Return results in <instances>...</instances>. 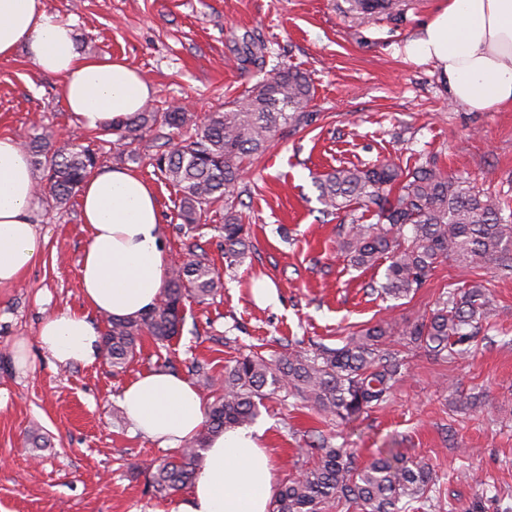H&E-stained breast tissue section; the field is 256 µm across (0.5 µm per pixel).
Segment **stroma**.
Returning <instances> with one entry per match:
<instances>
[{
	"mask_svg": "<svg viewBox=\"0 0 512 512\" xmlns=\"http://www.w3.org/2000/svg\"><path fill=\"white\" fill-rule=\"evenodd\" d=\"M71 24L80 55L112 58L155 88L149 103L180 102L197 119L224 110L273 66L307 73L312 123L276 132L239 185L253 250L230 267L224 241L209 227L181 229L179 193L155 174L147 142L135 170L154 188L160 230L172 257L199 245L224 277L221 296L184 302L179 335L159 344L143 337L135 358L113 371L106 360L53 368L30 348L26 369L14 363L19 339L34 340L49 314L83 306L79 268L86 232L78 199L66 209L38 202L34 221L48 236L42 257L0 288V512H178L187 490L166 496L147 485L150 464L174 456L131 430L120 407L124 385L164 369L192 383L219 375L247 346L314 351L342 347L382 321L415 323L449 284L482 283L490 300L472 353L447 359L424 349L384 407L350 423L280 392L265 399L255 422L274 460V482L307 468L319 436L352 449L357 465L392 448L433 470V504L418 512H512V275L452 261L423 288L382 294L386 261L352 267L338 247L342 227L375 218L353 205L327 214L316 178L338 166L389 160L403 167L436 163L512 203V110L469 112L451 104L432 64L400 49L437 0H403L374 18L349 0H44ZM254 59H246L245 48ZM57 77L39 72L17 51L0 59V134L24 138L32 125L80 133L104 167L115 166L113 136L78 132ZM275 286L276 303L252 296L256 281Z\"/></svg>",
	"mask_w": 512,
	"mask_h": 512,
	"instance_id": "1",
	"label": "stroma"
}]
</instances>
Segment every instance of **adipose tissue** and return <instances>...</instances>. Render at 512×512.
Returning a JSON list of instances; mask_svg holds the SVG:
<instances>
[{
    "instance_id": "obj_1",
    "label": "adipose tissue",
    "mask_w": 512,
    "mask_h": 512,
    "mask_svg": "<svg viewBox=\"0 0 512 512\" xmlns=\"http://www.w3.org/2000/svg\"><path fill=\"white\" fill-rule=\"evenodd\" d=\"M41 72L58 77L59 94L77 125L101 130L139 111L154 92L139 72L74 50L68 23L43 0H0V58L17 49ZM405 52L433 64L448 99L471 112L512 107V0H441ZM34 173L15 138L0 137V288L15 284L44 254L48 239L32 221ZM88 234L80 268L87 312L44 318L36 344L57 368L91 365L101 331L91 313L135 319L160 298L168 265L154 190L135 172L108 168L81 187ZM120 403L132 428L162 447L194 438L206 420L203 400L184 377L137 375ZM274 466L258 428L212 436L179 512H270Z\"/></svg>"
}]
</instances>
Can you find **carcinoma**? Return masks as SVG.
I'll return each instance as SVG.
<instances>
[{
  "label": "carcinoma",
  "instance_id": "carcinoma-1",
  "mask_svg": "<svg viewBox=\"0 0 512 512\" xmlns=\"http://www.w3.org/2000/svg\"><path fill=\"white\" fill-rule=\"evenodd\" d=\"M312 97L305 73L273 68L231 108L200 123L182 108L170 107L136 112L107 132L118 135V159L124 163L139 161L132 142L152 133L151 164L177 188V216L187 228H195L211 207L224 204V223L214 230L224 238V258L231 267L242 263L249 251V228L238 210L245 161L264 153L278 129L307 126ZM52 139L49 132L34 128L24 148L41 172L43 192L62 209L98 166L99 156L77 137L58 147ZM318 188L326 210L354 202L377 217L376 224L349 225L338 245L357 268L373 267L382 256L389 259L380 284L386 295L398 298L417 291L447 260L512 271V212L504 214L509 204L466 180L431 166L406 171L385 162L371 168L339 167L318 179ZM223 288L221 274L189 254L168 267L152 310L134 320L108 319L102 352L114 370L124 369L137 354L140 336L164 342L179 333L186 295L205 301ZM489 311L482 284L450 288L429 317L403 328L401 335L408 346L463 357ZM392 334V325L378 323L340 348L321 346L312 353L287 351L270 358L256 352L234 360L222 379L205 378L212 393L206 427L179 456L154 467L150 486L165 496L192 484L210 437L251 424L260 401L281 390L342 422L385 404L406 368L404 358L381 348L382 339ZM313 450L314 464L276 491L273 512H322L326 504L342 501L363 512H408L431 491L432 471L421 460L391 453L358 468L350 449L326 437Z\"/></svg>",
  "mask_w": 512,
  "mask_h": 512
}]
</instances>
